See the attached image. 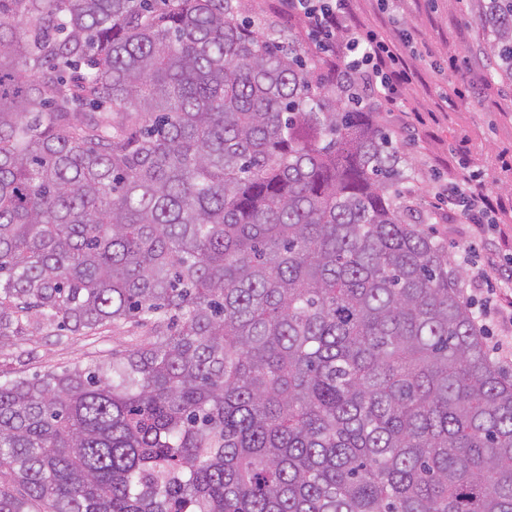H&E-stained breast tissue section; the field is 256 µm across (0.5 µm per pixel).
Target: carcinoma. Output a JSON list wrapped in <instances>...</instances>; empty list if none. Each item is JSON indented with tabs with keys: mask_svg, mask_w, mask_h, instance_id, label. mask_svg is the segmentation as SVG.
I'll return each mask as SVG.
<instances>
[{
	"mask_svg": "<svg viewBox=\"0 0 512 512\" xmlns=\"http://www.w3.org/2000/svg\"><path fill=\"white\" fill-rule=\"evenodd\" d=\"M512 78V0H481ZM243 0H0V512H512V376L376 112ZM126 325H109L91 336H71L66 330L43 328L20 346L0 349V375L34 377L47 370L80 363L112 361L130 341Z\"/></svg>",
	"mask_w": 512,
	"mask_h": 512,
	"instance_id": "cac0c4a2",
	"label": "carcinoma"
}]
</instances>
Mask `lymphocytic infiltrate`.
<instances>
[{
	"mask_svg": "<svg viewBox=\"0 0 512 512\" xmlns=\"http://www.w3.org/2000/svg\"><path fill=\"white\" fill-rule=\"evenodd\" d=\"M351 0H279V12L302 19L309 38L328 63L342 62L341 83L358 79L363 100L387 112H407L404 89L414 78L402 50L405 37L387 40L358 23ZM438 208L458 215L475 231L512 208V197L493 191L474 174L457 173L435 191Z\"/></svg>",
	"mask_w": 512,
	"mask_h": 512,
	"instance_id": "f902f5d3",
	"label": "lymphocytic infiltrate"
}]
</instances>
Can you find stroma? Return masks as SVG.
<instances>
[{
    "label": "stroma",
    "instance_id": "obj_1",
    "mask_svg": "<svg viewBox=\"0 0 512 512\" xmlns=\"http://www.w3.org/2000/svg\"><path fill=\"white\" fill-rule=\"evenodd\" d=\"M352 9L357 20L385 37L408 33L405 57L417 72L405 91L408 104L438 113L437 123L418 127L413 139L398 141L412 164L416 186L424 191L414 198V207L427 209L433 202L428 187L447 183L462 167L501 193L511 191L512 171H502L500 165L503 157H512V80L491 75L478 0H353ZM454 84L468 85L473 93L442 110ZM426 230L447 249L449 271H458L466 251L483 268V277L467 279L464 288L473 305H481L487 292L512 279V211L482 236L442 211ZM129 341L124 325L91 336L47 327L19 346L0 349V375L32 377L75 363H105Z\"/></svg>",
    "mask_w": 512,
    "mask_h": 512
}]
</instances>
